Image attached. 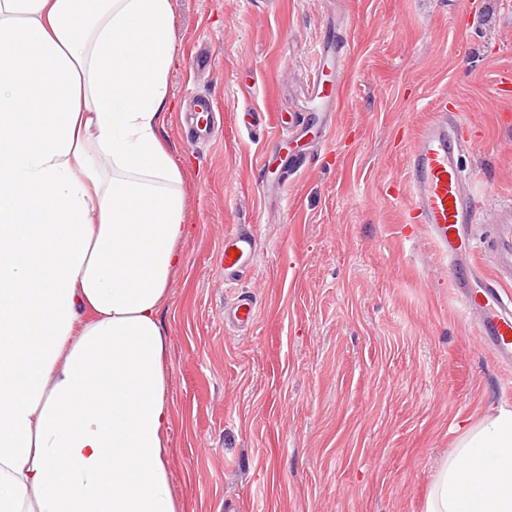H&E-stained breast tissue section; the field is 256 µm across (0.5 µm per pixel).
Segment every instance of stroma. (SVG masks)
I'll list each match as a JSON object with an SVG mask.
<instances>
[{
	"mask_svg": "<svg viewBox=\"0 0 512 512\" xmlns=\"http://www.w3.org/2000/svg\"><path fill=\"white\" fill-rule=\"evenodd\" d=\"M177 63L160 133L182 173L184 264L161 319L168 464L182 512H425L459 438L512 410L507 373L454 306L448 262L395 199L437 103L460 111L486 237L512 201V14L498 0H171ZM353 48L327 138L263 160L238 112L298 111L332 33ZM208 47L211 68L198 69ZM208 99L192 126L190 94ZM310 161L282 180L286 159ZM259 252L224 280V238ZM257 319L224 320L241 296Z\"/></svg>",
	"mask_w": 512,
	"mask_h": 512,
	"instance_id": "obj_1",
	"label": "stroma"
}]
</instances>
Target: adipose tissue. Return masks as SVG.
<instances>
[{"mask_svg":"<svg viewBox=\"0 0 512 512\" xmlns=\"http://www.w3.org/2000/svg\"><path fill=\"white\" fill-rule=\"evenodd\" d=\"M175 26L170 0H0V512H180ZM425 512H512V410L465 429Z\"/></svg>","mask_w":512,"mask_h":512,"instance_id":"1","label":"adipose tissue"}]
</instances>
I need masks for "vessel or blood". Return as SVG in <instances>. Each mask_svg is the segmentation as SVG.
Wrapping results in <instances>:
<instances>
[{
    "label": "vessel or blood",
    "mask_w": 512,
    "mask_h": 512,
    "mask_svg": "<svg viewBox=\"0 0 512 512\" xmlns=\"http://www.w3.org/2000/svg\"><path fill=\"white\" fill-rule=\"evenodd\" d=\"M351 55L348 39H329L320 56L325 64L343 72ZM341 104V85H324L321 73H314L305 109L293 113L289 123L280 125L277 140L267 152H276L280 140L308 133L313 114L330 123ZM458 113L439 106L431 120L415 137L407 159L409 211L425 225L437 251L448 258L451 286L457 309L463 318H476V334L502 364L512 366V300L504 298V285L512 281V201L498 203L492 213L486 252L492 269H485L477 257L472 227L478 214L460 155ZM224 275L236 280L258 256L256 235L243 228L224 239ZM256 307L251 299H239L228 322L237 327L252 324Z\"/></svg>",
    "instance_id": "1"
}]
</instances>
